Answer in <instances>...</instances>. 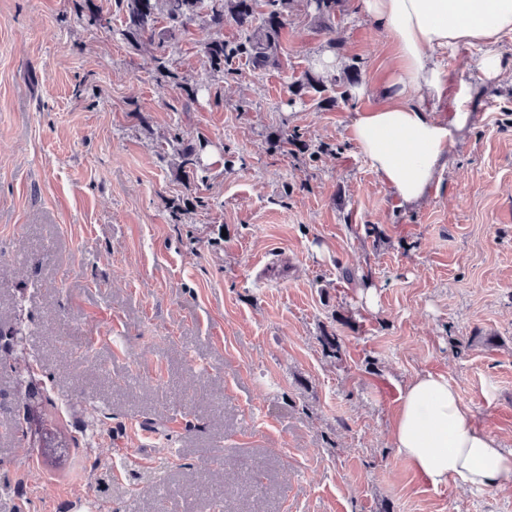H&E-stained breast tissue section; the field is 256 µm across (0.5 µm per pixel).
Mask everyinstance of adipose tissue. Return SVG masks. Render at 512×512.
Here are the masks:
<instances>
[{
    "mask_svg": "<svg viewBox=\"0 0 512 512\" xmlns=\"http://www.w3.org/2000/svg\"><path fill=\"white\" fill-rule=\"evenodd\" d=\"M363 9L393 45L397 65L383 101L359 113L350 139L397 206H410L427 196L450 146L472 120L464 89L448 117L426 107L447 86L434 55L459 46L479 49L482 72L498 77V47L512 36V0H363ZM391 441L432 485L451 478L477 489L512 482V450L475 425L444 376L420 375L406 384Z\"/></svg>",
    "mask_w": 512,
    "mask_h": 512,
    "instance_id": "1",
    "label": "adipose tissue"
}]
</instances>
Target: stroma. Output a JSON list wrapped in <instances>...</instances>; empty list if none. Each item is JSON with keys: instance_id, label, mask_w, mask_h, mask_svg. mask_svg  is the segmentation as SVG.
<instances>
[{"instance_id": "stroma-1", "label": "stroma", "mask_w": 512, "mask_h": 512, "mask_svg": "<svg viewBox=\"0 0 512 512\" xmlns=\"http://www.w3.org/2000/svg\"><path fill=\"white\" fill-rule=\"evenodd\" d=\"M361 2L326 26L295 0L279 67L235 60L189 105L215 83L202 22L163 78L73 0H0V332L25 334L0 347V512H512V484L432 486L390 439L434 374L512 449V41L494 79L442 54L435 112L463 87L473 118L398 210L349 138L392 55ZM326 54L351 98L290 100ZM176 133L208 141L195 185Z\"/></svg>"}]
</instances>
